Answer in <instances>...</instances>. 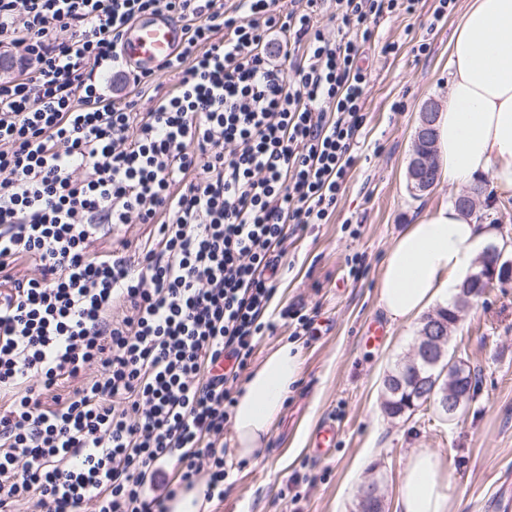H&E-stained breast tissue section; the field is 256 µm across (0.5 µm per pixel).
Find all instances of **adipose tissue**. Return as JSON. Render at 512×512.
I'll return each mask as SVG.
<instances>
[{"label":"adipose tissue","instance_id":"obj_1","mask_svg":"<svg viewBox=\"0 0 512 512\" xmlns=\"http://www.w3.org/2000/svg\"><path fill=\"white\" fill-rule=\"evenodd\" d=\"M449 93L435 121L444 179L467 183L490 174L512 193V0H467L451 44ZM494 225L474 224L455 205L426 212L399 235L386 255L378 304L388 320L408 325L435 301L452 298L484 249ZM301 376L292 344L268 354L246 379L232 412L235 452L253 457ZM441 455L421 448L408 460L401 512H450Z\"/></svg>","mask_w":512,"mask_h":512}]
</instances>
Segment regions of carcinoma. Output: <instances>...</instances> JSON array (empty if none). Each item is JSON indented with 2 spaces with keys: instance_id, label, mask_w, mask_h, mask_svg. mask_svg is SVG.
<instances>
[{
  "instance_id": "1",
  "label": "carcinoma",
  "mask_w": 512,
  "mask_h": 512,
  "mask_svg": "<svg viewBox=\"0 0 512 512\" xmlns=\"http://www.w3.org/2000/svg\"><path fill=\"white\" fill-rule=\"evenodd\" d=\"M477 288L474 282L462 283L454 300L448 306L436 310V315L447 324L456 325L457 314L469 302L478 300L469 296L470 290ZM475 375L465 364L463 356L457 360L445 356L442 359H425L418 353L400 359L383 379L382 408L390 418L413 413L423 406H430L442 398L454 400L463 396V402L472 400L469 395L475 387ZM436 387V395H431V387Z\"/></svg>"
}]
</instances>
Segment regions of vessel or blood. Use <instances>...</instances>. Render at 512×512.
Segmentation results:
<instances>
[{
    "label": "vessel or blood",
    "mask_w": 512,
    "mask_h": 512,
    "mask_svg": "<svg viewBox=\"0 0 512 512\" xmlns=\"http://www.w3.org/2000/svg\"><path fill=\"white\" fill-rule=\"evenodd\" d=\"M183 40L181 25L166 16H144L131 22L123 32L122 54L129 65L141 72L157 70L178 50ZM339 438L332 420H324L311 435V450L329 457Z\"/></svg>",
    "instance_id": "obj_1"
}]
</instances>
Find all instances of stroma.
<instances>
[{
    "instance_id": "1",
    "label": "stroma",
    "mask_w": 512,
    "mask_h": 512,
    "mask_svg": "<svg viewBox=\"0 0 512 512\" xmlns=\"http://www.w3.org/2000/svg\"><path fill=\"white\" fill-rule=\"evenodd\" d=\"M456 5L437 24V0H422L416 15L391 14L378 23L381 40L398 42L400 49L370 58L359 158L329 222L309 225L286 242L289 269L272 302L279 310L303 309L314 317L316 333L297 337L293 325L279 324L274 335L261 338L252 358L260 364L283 343L295 342L300 380L261 455L239 461L234 429L225 427L234 484L209 512H352L366 481L378 483L384 512H400L407 461L418 448L441 454L451 512H494L489 496L512 470V282L491 289L484 304L468 309L450 332L449 349L464 352L477 377L473 400L454 422L441 421L431 409L398 418L383 412V379L412 353L417 325H388L375 348L363 341L366 325L385 318L377 291L394 241L408 224L462 191L440 179L417 194L407 176L423 105L448 100L450 41L465 2ZM421 39L430 45L428 55L413 50ZM470 218L496 225L501 237L512 240V197L488 189ZM354 257L363 270L357 278L349 273ZM327 418L335 420L340 436L332 456L317 459L309 437Z\"/></svg>"
}]
</instances>
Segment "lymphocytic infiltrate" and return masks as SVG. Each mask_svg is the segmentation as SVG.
Listing matches in <instances>:
<instances>
[{"label":"lymphocytic infiltrate","mask_w":512,"mask_h":512,"mask_svg":"<svg viewBox=\"0 0 512 512\" xmlns=\"http://www.w3.org/2000/svg\"><path fill=\"white\" fill-rule=\"evenodd\" d=\"M420 0H0V512H169L223 497L237 383L278 320L284 245L327 223L386 15ZM186 37L120 52L133 20ZM150 225L138 246L124 229ZM116 249L90 252L100 228ZM32 274L18 275L19 261ZM77 386L59 393L62 381ZM183 40L181 25L166 16H144L123 32L122 54L140 72L156 71L170 59ZM203 496L195 488L193 490L184 492L179 495L175 500L168 503L170 512H200L202 508H206L203 503Z\"/></svg>","instance_id":"1"}]
</instances>
